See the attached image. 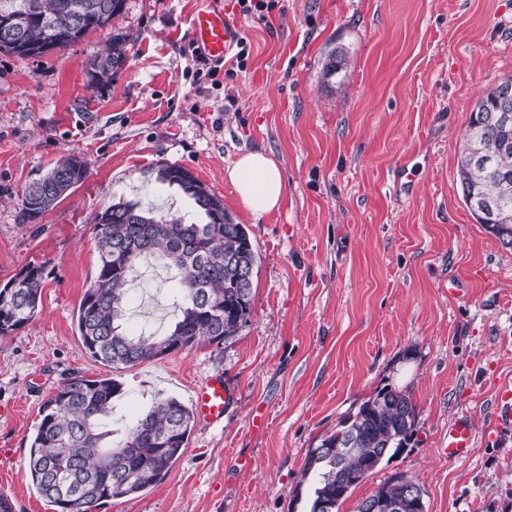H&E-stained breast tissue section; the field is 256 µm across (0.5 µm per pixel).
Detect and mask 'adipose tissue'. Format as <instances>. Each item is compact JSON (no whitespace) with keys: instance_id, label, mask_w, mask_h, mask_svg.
I'll list each match as a JSON object with an SVG mask.
<instances>
[{"instance_id":"adipose-tissue-1","label":"adipose tissue","mask_w":512,"mask_h":512,"mask_svg":"<svg viewBox=\"0 0 512 512\" xmlns=\"http://www.w3.org/2000/svg\"><path fill=\"white\" fill-rule=\"evenodd\" d=\"M225 175L252 213L263 215L278 209L285 185L277 161L265 152L254 150L241 155L226 168Z\"/></svg>"}]
</instances>
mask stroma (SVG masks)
<instances>
[{
    "label": "stroma",
    "mask_w": 512,
    "mask_h": 512,
    "mask_svg": "<svg viewBox=\"0 0 512 512\" xmlns=\"http://www.w3.org/2000/svg\"><path fill=\"white\" fill-rule=\"evenodd\" d=\"M196 2L127 0L110 29L64 50L0 53V286L29 264L49 274L35 318L0 337V497L13 512H56L26 468L44 402L71 375L103 371L75 322L97 264L93 219L116 196L186 210L148 179L168 161L247 227L251 313L224 345L114 371L118 436L157 398L191 405L206 377L231 395L223 422L195 421L162 482L97 512H305L309 449L387 385L418 406L414 440L339 512L396 473L420 484L426 512H512V433L485 440L496 390L512 387V249L476 221L457 175L479 96L512 74V0H278L263 20L222 0L249 57L212 80L189 39ZM116 30L132 36L126 62L89 89L88 62ZM337 47L348 69L324 80ZM252 150L286 187L261 216L224 175ZM71 155L84 180L20 223L24 188ZM170 285L145 262L128 326L166 328ZM462 415L476 445L451 459L442 446Z\"/></svg>",
    "instance_id": "obj_1"
}]
</instances>
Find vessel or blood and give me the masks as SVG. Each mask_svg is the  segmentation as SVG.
I'll return each mask as SVG.
<instances>
[{"label":"vessel or blood","instance_id":"vessel-or-blood-1","mask_svg":"<svg viewBox=\"0 0 512 512\" xmlns=\"http://www.w3.org/2000/svg\"><path fill=\"white\" fill-rule=\"evenodd\" d=\"M240 34L238 26L230 22L223 9L203 0L193 14L190 40L195 50L213 63L223 62ZM229 402V390L221 376L208 377L194 389L193 406L196 416L210 424L222 422ZM496 431L512 430V388L504 387L496 394ZM475 443L473 428L468 419L457 418L448 427V443L445 454L452 458L469 457Z\"/></svg>","mask_w":512,"mask_h":512}]
</instances>
